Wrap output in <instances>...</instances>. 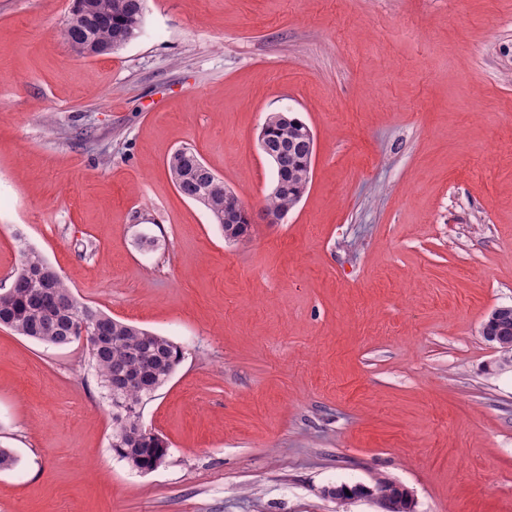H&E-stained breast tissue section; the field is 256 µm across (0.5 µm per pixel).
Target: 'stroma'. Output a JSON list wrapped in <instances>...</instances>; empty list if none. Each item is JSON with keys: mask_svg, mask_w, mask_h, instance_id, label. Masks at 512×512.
<instances>
[{"mask_svg": "<svg viewBox=\"0 0 512 512\" xmlns=\"http://www.w3.org/2000/svg\"><path fill=\"white\" fill-rule=\"evenodd\" d=\"M72 0H0V289L19 238L76 295L183 351L141 409V473L80 343L0 327V512H512V0H147L79 57ZM272 112L313 132L309 185L227 240L175 188L193 148L253 209ZM512 317V306H498L496 308H494L491 313H490V319L488 321H486L484 324H483V328H482V332L484 334H487L489 336H485L487 337L492 343H497L500 345V348L502 350H506L505 353H503V356L505 357L508 353L507 351L512 349V344L511 342H508V341H511V336H512V323L510 322V325H509V330L507 331L506 335L505 336H508V341H505L501 338V336H495V332H492L490 330V325H494L496 326L498 323L500 322H504V324H507L508 323V320Z\"/></svg>", "mask_w": 512, "mask_h": 512, "instance_id": "obj_1", "label": "stroma"}]
</instances>
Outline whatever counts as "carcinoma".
Instances as JSON below:
<instances>
[{"label":"carcinoma","instance_id":"1","mask_svg":"<svg viewBox=\"0 0 512 512\" xmlns=\"http://www.w3.org/2000/svg\"><path fill=\"white\" fill-rule=\"evenodd\" d=\"M110 22L88 23L63 33L65 40L93 45L98 54L113 52L133 39L129 25L144 20V0H106ZM275 166L288 180V197L268 195L264 208L279 212L285 203L297 206L300 184L313 165L314 135L299 118L275 126ZM174 160L184 171L176 189L189 200L201 204L223 232L232 239L250 235L249 224L224 223V181L191 148H183ZM22 266L10 288L0 292V327L34 342L64 346L76 341L84 327H99L107 338L88 351L98 384L112 404L115 429L112 450L130 468L140 471L150 465L162 438L146 431L135 433L145 400L174 374L183 358L181 348L161 336L134 324L115 319L100 308L75 295L46 259L27 243L21 247Z\"/></svg>","mask_w":512,"mask_h":512}]
</instances>
